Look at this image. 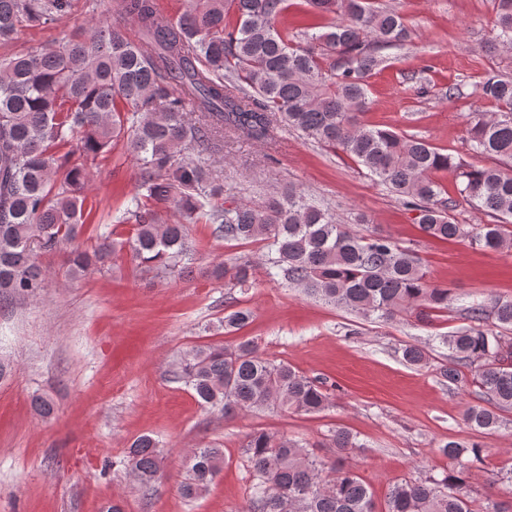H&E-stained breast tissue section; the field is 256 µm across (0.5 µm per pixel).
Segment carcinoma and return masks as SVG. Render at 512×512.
I'll return each instance as SVG.
<instances>
[{
    "mask_svg": "<svg viewBox=\"0 0 512 512\" xmlns=\"http://www.w3.org/2000/svg\"><path fill=\"white\" fill-rule=\"evenodd\" d=\"M313 14L331 18L307 26L303 38L278 30L288 0H187L174 21L159 24L154 0H117L139 27L131 39L119 27L93 26L58 41L0 55V302L30 300L48 278L38 256L70 248L66 275L133 252L149 270L182 273L192 261L187 225L204 222L226 243L261 242L264 275L366 319L423 322L448 307L452 289L430 283L420 258L383 234L358 235L327 206L288 191L260 205L224 198L211 176L208 146L224 135L267 139L285 125L308 139L350 156L366 174L418 212L420 231L439 240H467L484 250L512 248V76L489 73L479 94L498 111L469 114L473 152L492 160L456 162L427 141L368 124L367 78L383 64L381 50L408 41L402 15L375 0H308ZM74 0H0V45L21 28L48 27L68 18ZM235 25L226 23L229 12ZM494 40L512 46V0H498ZM80 136V147L54 149ZM139 164L137 192L126 204L134 220L127 239L100 236L75 245L84 223L87 165L119 142ZM450 170L461 197L499 218L497 224H458L454 201L431 178ZM172 203L183 223L159 222L155 207ZM257 264L224 263L212 275L233 288H248ZM467 325L444 336L448 365L443 381L473 372L477 403L463 414L482 432L512 409V298L463 301ZM252 313L238 309L221 326L237 331ZM494 320L495 332L487 328ZM402 359H426L419 345ZM174 380L198 404L226 418L270 408L316 414L328 397L324 381L276 363L254 343L191 348L172 364ZM328 464L306 444L266 431L248 434L242 455L252 483L248 512H377L367 485L345 461L360 447L334 429ZM448 458L466 461L440 478L403 479L386 495L384 512H471L467 489L483 462L476 443L442 446ZM159 441L149 435L127 448L123 465L135 483L154 491L161 483ZM224 463V449L205 445L185 456L181 495L194 500L209 490Z\"/></svg>",
    "mask_w": 512,
    "mask_h": 512,
    "instance_id": "1",
    "label": "carcinoma"
}]
</instances>
